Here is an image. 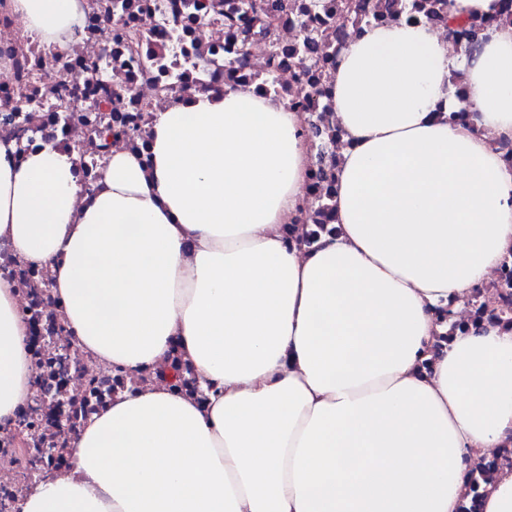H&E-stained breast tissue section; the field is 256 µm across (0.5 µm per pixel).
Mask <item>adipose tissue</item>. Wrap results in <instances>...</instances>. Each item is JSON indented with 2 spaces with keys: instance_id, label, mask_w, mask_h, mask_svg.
<instances>
[{
  "instance_id": "adipose-tissue-1",
  "label": "adipose tissue",
  "mask_w": 512,
  "mask_h": 512,
  "mask_svg": "<svg viewBox=\"0 0 512 512\" xmlns=\"http://www.w3.org/2000/svg\"><path fill=\"white\" fill-rule=\"evenodd\" d=\"M65 45L81 0H9ZM467 77L457 100L448 83ZM331 105L348 142L335 231L300 249L311 144L297 113L240 88L157 113L151 167L114 151L95 195L52 147L0 143V241L50 265L82 352L156 380L91 415L71 475L20 512H460L477 462L512 447V330L450 331L512 254V27L451 50L426 22L367 27ZM477 112V129L436 110ZM177 349L200 397L165 361ZM0 276V426L33 383Z\"/></svg>"
}]
</instances>
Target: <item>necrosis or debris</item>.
Listing matches in <instances>:
<instances>
[{"label":"necrosis or debris","instance_id":"necrosis-or-debris-1","mask_svg":"<svg viewBox=\"0 0 512 512\" xmlns=\"http://www.w3.org/2000/svg\"><path fill=\"white\" fill-rule=\"evenodd\" d=\"M84 19L62 47L34 39L22 19L0 0V141L28 153L53 146L74 157L81 199L98 190L113 149L149 164L150 122L193 90L244 88L283 104L301 117L315 144L304 187L315 212L342 147L328 91L333 54L360 27L402 18L426 21L427 6L404 0H359L350 16L340 0H286L271 22L257 18L251 0H216L199 13L196 0H83ZM316 41L308 49L306 37ZM125 123L130 138H109L98 148L99 128ZM0 274L14 283L26 325L36 380L15 425L0 428V503L44 471L71 474L68 450L86 414L133 385L127 376L89 365L62 316L48 267L31 264L0 241Z\"/></svg>","mask_w":512,"mask_h":512}]
</instances>
